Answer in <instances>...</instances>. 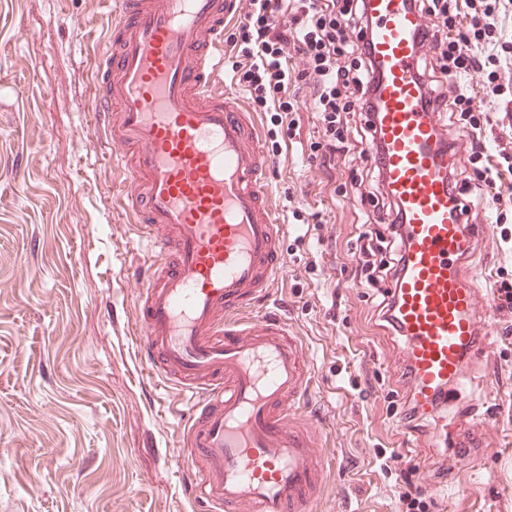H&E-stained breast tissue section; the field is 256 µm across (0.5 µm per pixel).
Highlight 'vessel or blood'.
Masks as SVG:
<instances>
[{
  "instance_id": "b4317fda",
  "label": "vessel or blood",
  "mask_w": 512,
  "mask_h": 512,
  "mask_svg": "<svg viewBox=\"0 0 512 512\" xmlns=\"http://www.w3.org/2000/svg\"><path fill=\"white\" fill-rule=\"evenodd\" d=\"M114 6L90 110L123 175L121 202L145 248L136 354L184 396L190 495L212 512H314L329 470L305 411L311 369L288 320L263 313L286 275L273 157L225 92L224 20L244 0H104ZM375 63L373 157L402 230L388 301L408 407L434 418L445 465L465 467L490 415L453 425L490 346L493 303L470 260L495 230L473 224L450 166L456 134L417 78L425 18L413 0H366Z\"/></svg>"
}]
</instances>
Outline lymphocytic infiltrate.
<instances>
[{
    "label": "lymphocytic infiltrate",
    "mask_w": 512,
    "mask_h": 512,
    "mask_svg": "<svg viewBox=\"0 0 512 512\" xmlns=\"http://www.w3.org/2000/svg\"><path fill=\"white\" fill-rule=\"evenodd\" d=\"M429 20L427 42L420 58L419 73L431 102L444 112H466L471 116L468 133V162L473 176L459 181L461 192L475 202L485 199L482 186L495 187V203H502V179L493 177L482 137L487 113L477 106L464 75L483 73L502 60L507 49L497 20L512 13V0H479L484 23L466 20L457 0H415ZM368 26L365 0H246L244 13L230 36L235 53L232 70L247 87L255 106L285 123L294 107L288 95L292 83L305 81L312 88L324 126L319 147L324 160L345 152L344 116L364 117L362 138L372 142L374 133L366 115L369 111L373 63L361 48ZM308 59V74H292L289 54ZM455 78L451 92L441 89L442 77ZM400 239L380 230L363 235L361 255H379L378 265L360 267L368 284L394 279L402 258Z\"/></svg>",
    "instance_id": "lymphocytic-infiltrate-1"
}]
</instances>
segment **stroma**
Listing matches in <instances>:
<instances>
[{"instance_id": "obj_1", "label": "stroma", "mask_w": 512, "mask_h": 512, "mask_svg": "<svg viewBox=\"0 0 512 512\" xmlns=\"http://www.w3.org/2000/svg\"><path fill=\"white\" fill-rule=\"evenodd\" d=\"M109 24L101 0H0V512H206L177 465L181 392L135 353L143 252L87 109ZM496 83L486 110L511 157L512 71ZM227 86L255 112L244 84ZM289 92L291 133L255 112L288 226V275L265 309L287 318L314 365L306 409L335 462L317 512H392L400 450L440 485L432 512H512V309H498L463 400L497 432L473 465L439 477L429 424L411 434L398 422L402 341L379 321L378 290L358 283L372 207L355 175L367 161L322 167L311 91ZM472 212L498 231L472 256L482 287L512 283V211L500 222L488 203Z\"/></svg>"}]
</instances>
